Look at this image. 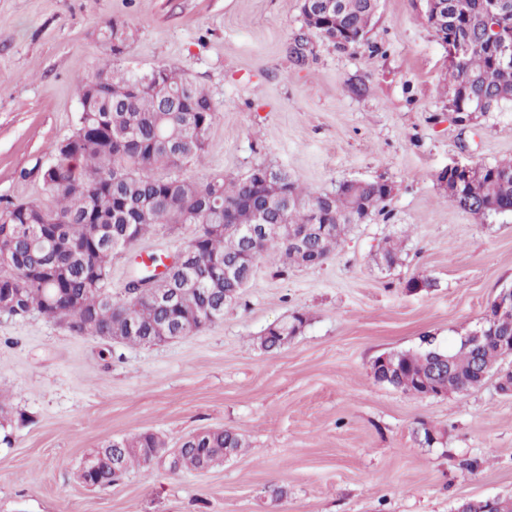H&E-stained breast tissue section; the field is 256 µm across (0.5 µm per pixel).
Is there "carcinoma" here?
I'll list each match as a JSON object with an SVG mask.
<instances>
[{
	"mask_svg": "<svg viewBox=\"0 0 512 512\" xmlns=\"http://www.w3.org/2000/svg\"><path fill=\"white\" fill-rule=\"evenodd\" d=\"M441 19L427 13L423 20L444 43L473 44L461 63H448V89L457 107L484 112L512 111V68L494 61L489 28L503 24L512 30V0H442ZM376 0H307L302 14L315 17L306 29L341 50L360 43L369 32ZM81 113L75 133L56 148V161L42 171L52 202H10L0 206V303L20 297L30 311L60 322L77 335L79 325L96 336H121L126 344L142 345L155 326L176 323L194 331L203 314L224 318V259L244 262L272 259L276 273L292 266L322 263L351 224L384 207L388 197L378 182L343 181L330 192L308 193L287 173L266 166L242 177L215 174L201 182L188 181L176 171L199 161L216 120L215 105L185 72L162 65L143 75H130L102 61L92 79L79 87ZM455 204L476 215L512 213V157L484 167L465 185ZM281 224L283 230L257 244H244L242 228L258 223ZM158 224L195 225L183 249L194 264L174 275L185 287L181 301L162 306L154 288H127L115 300L107 288L112 256L141 240ZM303 235L302 249L290 240V230ZM149 309L134 331L127 328L132 303ZM302 314L290 322L268 325L261 347H285L281 337L295 336L304 326ZM483 348L463 344L454 350L427 345L419 351H394L388 360L400 368L389 385L420 395L425 388L461 392L472 388L473 368L491 370L512 348L502 349L495 333L506 326L484 325ZM451 358V372L431 375L436 354ZM242 437L230 429L191 434L178 448L173 471L199 472L207 461H224V449L237 452ZM120 453V470L150 464L166 452L165 441L151 431L109 441L92 452L112 458ZM79 478L90 487L112 485V467L89 466Z\"/></svg>",
	"mask_w": 512,
	"mask_h": 512,
	"instance_id": "1",
	"label": "carcinoma"
}]
</instances>
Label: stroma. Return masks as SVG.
<instances>
[{
    "label": "stroma",
    "instance_id": "obj_1",
    "mask_svg": "<svg viewBox=\"0 0 512 512\" xmlns=\"http://www.w3.org/2000/svg\"><path fill=\"white\" fill-rule=\"evenodd\" d=\"M424 5L378 0L363 42L312 37L300 64L288 46L305 30L301 0H0V201L48 203L41 172L77 127L79 82L110 55V21L130 34L117 68H180L217 108L180 177L263 164L313 193L394 189L323 264L279 277L260 261L221 321L170 343L0 313V387L26 416L0 442V512H456L512 497V396L496 376L421 397L372 372L388 352L455 347L512 287V213L466 212L437 179L512 157V112H449L448 53ZM193 232L160 224L114 255L113 297ZM396 238L401 258L382 266ZM417 275L431 288L408 290ZM296 313L306 323L288 346L262 349L264 329ZM208 428L235 430L243 450L203 473L171 472L166 454L106 488L77 477L106 441L152 431L172 450Z\"/></svg>",
    "mask_w": 512,
    "mask_h": 512
}]
</instances>
